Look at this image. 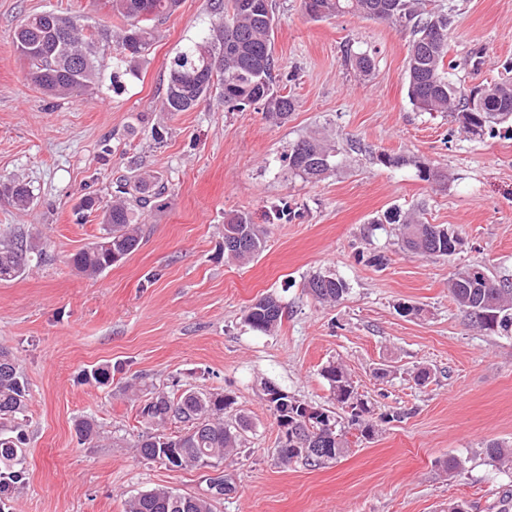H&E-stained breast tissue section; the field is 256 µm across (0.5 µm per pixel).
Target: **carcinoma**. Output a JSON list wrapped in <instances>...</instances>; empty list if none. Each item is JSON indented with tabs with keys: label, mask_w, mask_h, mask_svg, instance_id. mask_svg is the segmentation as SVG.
<instances>
[{
	"label": "carcinoma",
	"mask_w": 512,
	"mask_h": 512,
	"mask_svg": "<svg viewBox=\"0 0 512 512\" xmlns=\"http://www.w3.org/2000/svg\"><path fill=\"white\" fill-rule=\"evenodd\" d=\"M112 13L127 25L118 33L91 22L87 16H67L53 11L28 15L14 33V43L26 62L29 80L45 93L57 98H80L101 79L105 51L113 49L112 59L135 76L149 50L153 33L137 21L146 9L151 19L172 14L180 0H107ZM213 19L197 39L175 56L164 85L160 110L171 114L189 112L202 101L217 96L227 111L253 108L275 124L288 120L295 111L292 95L275 86L273 75L275 17L271 0H213ZM308 16L319 21L339 15L374 18L410 33L406 58L407 96L420 112H448L463 133L480 138L494 126L512 119V81L477 86L466 90L450 78L457 69L448 56V30L453 23V8L430 6V0H303ZM336 142L326 138H303L288 153V170L307 182H318L335 168ZM424 181L443 184L447 176L427 162L418 164ZM10 205L28 210L36 198L30 187L16 180L0 182V198ZM165 204V187L158 176L129 161L126 174L116 185L115 194L103 202L97 197L81 201L82 214L99 213L101 237L92 246L72 255L70 262L87 277L101 275L113 264L135 252L141 244L139 216L146 210ZM400 224L404 247L430 257L455 254L448 242L445 225L424 220L417 206L393 217L376 220L380 224ZM251 240L247 249H224L227 258L246 263L263 245L266 230L246 213L224 217V238L241 230ZM40 241L0 243V281H11L27 270L26 253L39 250ZM314 298L336 303L348 292L345 280L331 275H315L307 282ZM448 289L457 306L480 327L492 326L512 331V282L484 275L477 285L469 277V268H459L448 280ZM283 318L282 307L271 296L253 303L244 321L253 329L268 334ZM322 377L330 384L338 407L351 409V422L364 437L374 432L367 403L357 398L346 369L332 362L322 368ZM282 403L273 412L286 437L288 450L282 458H302L319 466L348 452L342 431L330 429L320 419L335 412L323 409L317 415L307 413L304 402L281 396ZM30 391L15 358L0 351V499H10L26 483L23 429ZM230 405L225 396L188 388L172 397L158 391L140 404L138 417L145 425L134 447L147 462H161L174 455L178 469L214 468L224 459L241 453L249 421L239 416L224 419ZM169 424L179 431L166 432ZM78 438L92 442L100 436L94 418L86 417L76 425ZM488 455L507 465L512 448L500 443L487 447ZM215 495L193 496L168 487L141 492L125 502V512H213Z\"/></svg>",
	"instance_id": "cac0c4a2"
}]
</instances>
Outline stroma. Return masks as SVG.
<instances>
[{
  "label": "stroma",
  "mask_w": 512,
  "mask_h": 512,
  "mask_svg": "<svg viewBox=\"0 0 512 512\" xmlns=\"http://www.w3.org/2000/svg\"><path fill=\"white\" fill-rule=\"evenodd\" d=\"M276 84L296 100L286 123L218 99L167 115L160 100L171 61L212 19L209 0H181L156 19L137 76L80 99L46 95L26 78L13 44L21 18L46 10L120 26L107 0H0V180L31 185L36 206L0 200V238L40 235L43 254L27 274L0 281V349L13 353L31 394L27 483L6 512H123L137 492L171 487L204 495L209 469L172 470L143 461V426L124 393L187 388L232 399L227 417L248 416L246 449L225 460L236 491L214 512H512V469L486 446H512V334L480 327L448 291L455 269L480 264L512 280V123L469 138L448 113L416 111L407 97L410 36L351 15L315 21L301 0H273ZM448 56L464 88L486 85L512 63V0H450ZM369 54L362 76L348 57ZM335 136V171L316 183L282 158L298 139ZM407 164L382 165L381 154ZM135 159L168 185L166 205L142 217L143 241L100 276L79 274L72 254L95 242L85 196H107ZM448 176L420 178L417 162ZM302 214L266 224L272 206ZM422 206L431 224L463 240L452 256L402 248L384 213ZM250 214L267 227L261 252L241 264L224 256V217ZM381 226H374V219ZM387 258L368 264L370 254ZM316 273L345 280L343 299L317 302ZM270 295L284 317L270 335L243 314ZM412 314H404L403 306ZM341 363L375 426L362 437L349 416L347 454L321 466L282 461L281 430L263 394L272 384L307 405L334 409L321 375ZM105 367L108 385L80 382ZM431 376L417 384L419 369ZM94 417L97 443H80L79 418ZM455 457L458 474L440 464Z\"/></svg>",
  "instance_id": "stroma-1"
}]
</instances>
